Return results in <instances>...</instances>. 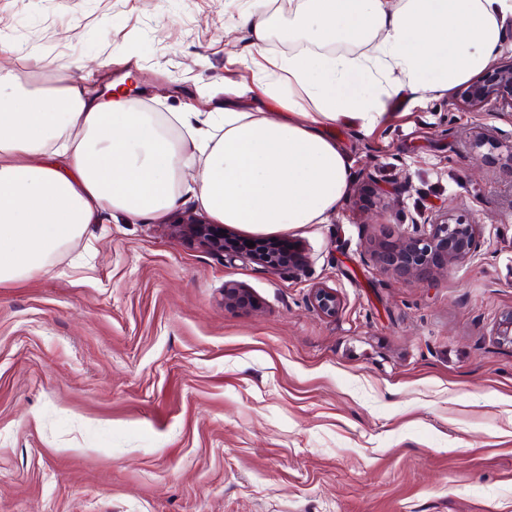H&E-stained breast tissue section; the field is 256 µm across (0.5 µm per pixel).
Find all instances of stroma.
<instances>
[{"mask_svg":"<svg viewBox=\"0 0 512 512\" xmlns=\"http://www.w3.org/2000/svg\"><path fill=\"white\" fill-rule=\"evenodd\" d=\"M252 0H0V71L150 112L269 104L240 17ZM109 59L103 69L97 62ZM464 85L337 123L350 186L294 231L288 277L104 210L50 264L0 284V512H512V107ZM446 209L471 259L414 278L382 242ZM256 304L224 303V286ZM336 289L325 317L311 288Z\"/></svg>","mask_w":512,"mask_h":512,"instance_id":"obj_1","label":"stroma"}]
</instances>
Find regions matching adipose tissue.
<instances>
[{"instance_id": "obj_1", "label": "adipose tissue", "mask_w": 512, "mask_h": 512, "mask_svg": "<svg viewBox=\"0 0 512 512\" xmlns=\"http://www.w3.org/2000/svg\"><path fill=\"white\" fill-rule=\"evenodd\" d=\"M269 2L252 0L244 20L267 112L228 108L194 125L76 78L44 87L0 75V282L44 269L98 211L164 214L194 165L203 208L247 235L324 223L350 181L336 122L368 132L399 91L422 101L468 81L512 17V0H296L284 34L298 48L271 56ZM357 42L369 50L335 49Z\"/></svg>"}]
</instances>
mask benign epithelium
I'll return each mask as SVG.
<instances>
[{"mask_svg": "<svg viewBox=\"0 0 512 512\" xmlns=\"http://www.w3.org/2000/svg\"><path fill=\"white\" fill-rule=\"evenodd\" d=\"M512 105V64L491 66L484 77L469 85L462 107L479 111L498 102ZM423 223L427 228L402 234L384 243L377 250L382 266L400 274L431 275L467 261L477 248L481 225L460 223L448 210H435ZM171 234L187 239L201 249L220 254L228 261L249 260L273 271L291 275L302 269L308 258L297 240L289 237L253 239L254 246L246 245L248 238L240 236L224 225L213 224L204 216L185 211L167 221ZM312 307L322 316L338 313L342 300L336 289L317 286L310 293ZM252 302L248 292L235 284L224 286V304L248 305ZM495 336L512 344V310L498 323Z\"/></svg>", "mask_w": 512, "mask_h": 512, "instance_id": "obj_1", "label": "benign epithelium"}]
</instances>
